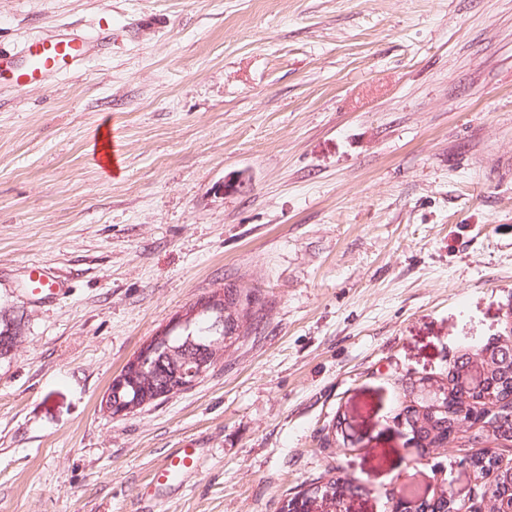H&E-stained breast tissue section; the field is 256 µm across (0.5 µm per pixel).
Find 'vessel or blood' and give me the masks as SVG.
<instances>
[{
  "mask_svg": "<svg viewBox=\"0 0 512 512\" xmlns=\"http://www.w3.org/2000/svg\"><path fill=\"white\" fill-rule=\"evenodd\" d=\"M95 37L67 32L45 34L27 42L19 55H0V79L8 78L18 90L43 83L57 73L79 72L94 56ZM30 293L41 299L65 295L67 283L47 272L44 267H32ZM204 457L203 449L190 444L174 449L156 468L152 490L181 486L193 473L199 471Z\"/></svg>",
  "mask_w": 512,
  "mask_h": 512,
  "instance_id": "1",
  "label": "vessel or blood"
}]
</instances>
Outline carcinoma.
<instances>
[{
  "label": "carcinoma",
  "instance_id": "obj_1",
  "mask_svg": "<svg viewBox=\"0 0 512 512\" xmlns=\"http://www.w3.org/2000/svg\"><path fill=\"white\" fill-rule=\"evenodd\" d=\"M224 293V345H214L209 339L207 318L215 313H198L187 320L185 326L173 331L168 340L159 344V349L151 357L146 372L137 385H129L112 396L114 401L126 404L142 403L165 393L171 392L182 380L190 379L204 368L209 373L217 364L224 360V353L240 339L246 337L257 328L256 298L252 291L235 288L231 285L222 289ZM21 336V322L15 317L0 315V358L9 356L10 350L16 349ZM509 348L507 343L480 349L472 354L458 357L448 370V376L434 381L440 392L441 405L448 407L450 413L462 409L475 413L474 421H457L449 417V413L431 412L426 405L416 409L410 405L405 407L406 418L410 431L419 440L420 447L437 450L450 445L464 457L471 460L475 480L478 482V496L488 500L490 507L499 502L500 486L512 481V471L500 473L498 483L492 485L486 481L487 473L497 467L500 455L497 452H473L474 445L486 438L512 442V417L509 416L507 405L500 406L487 421L480 420L481 410L478 402L463 396L451 386V373H459L469 367L473 360L482 356L483 352H496L498 348ZM361 485L351 477L331 476L323 483V496L320 500L336 504V496H348L359 490Z\"/></svg>",
  "mask_w": 512,
  "mask_h": 512
}]
</instances>
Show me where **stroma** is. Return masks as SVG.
I'll list each match as a JSON object with an SVG mask.
<instances>
[{"label":"stroma","mask_w":512,"mask_h":512,"mask_svg":"<svg viewBox=\"0 0 512 512\" xmlns=\"http://www.w3.org/2000/svg\"><path fill=\"white\" fill-rule=\"evenodd\" d=\"M112 27L74 75L0 84V512H282L326 469L470 480L397 420L413 377L512 336V0H0V54ZM113 137L121 173L98 165ZM71 291L27 292L32 265ZM232 284L255 332L112 418L113 377ZM188 443L182 487L146 493ZM21 336V322L16 317L0 315V358H6L16 349ZM10 348L12 349L10 353ZM10 353V354H9ZM203 457L204 449L194 444L175 448L156 468L148 492L181 486L188 476L199 471Z\"/></svg>","instance_id":"35a3bbf8"}]
</instances>
